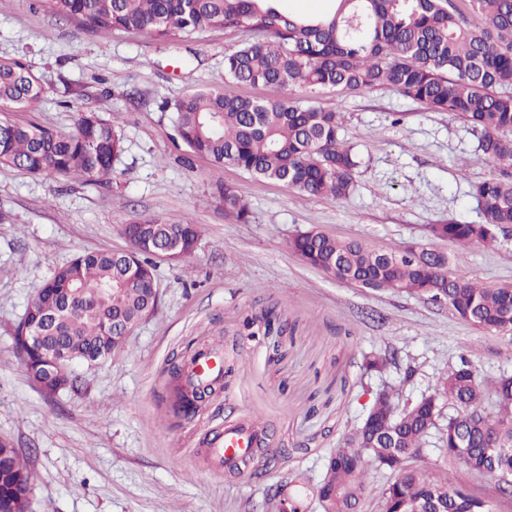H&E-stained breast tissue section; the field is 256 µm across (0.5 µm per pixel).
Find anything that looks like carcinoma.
<instances>
[{"mask_svg": "<svg viewBox=\"0 0 512 512\" xmlns=\"http://www.w3.org/2000/svg\"><path fill=\"white\" fill-rule=\"evenodd\" d=\"M52 13L85 31L106 36L117 28L146 32L158 40L207 28L251 34L225 54L224 76L252 85L293 90L361 91L389 87L432 109L466 121L479 133L478 149L494 166L512 168V0H469L472 17L452 0H331L321 14L286 12L278 0H48ZM43 86L20 58L0 61V105L25 108ZM178 135L189 151L217 166L238 169L310 195L347 199L355 188L359 157L340 139L342 115L288 100L227 97L217 89L174 103ZM124 151L116 120L81 113L75 131L62 135L38 125L0 117V165L31 174L50 173L100 184ZM482 221L431 226V237L459 248L492 246L512 232V180L490 178L471 188ZM225 211L241 223L250 211L231 187L222 189ZM138 272L112 252H87L57 269L29 301L34 317L68 299L71 314L47 326L48 344L68 352L56 378L76 361L112 355V320L136 321L155 305L157 287L147 258L170 237L187 242L179 260L193 258L199 238L190 221L168 223L154 216L129 222L125 235L141 245ZM289 248L307 265L370 291L404 292L448 305L461 322L486 333H512V283L487 284L454 268L448 253L430 246L385 250L316 228L300 232ZM494 396V410L485 401ZM178 409L196 414L202 395L176 385ZM396 390L370 404L361 424L334 449L326 467L322 499L332 512H351L367 499L373 470L393 475L381 490V512H492L491 504L465 485L415 466L424 438L440 432L448 460L469 472L512 477V375L482 379L467 357L437 379L434 393L399 406ZM448 420L440 425L442 406Z\"/></svg>", "mask_w": 512, "mask_h": 512, "instance_id": "carcinoma-1", "label": "carcinoma"}]
</instances>
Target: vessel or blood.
I'll return each mask as SVG.
<instances>
[{"label": "vessel or blood", "mask_w": 512, "mask_h": 512, "mask_svg": "<svg viewBox=\"0 0 512 512\" xmlns=\"http://www.w3.org/2000/svg\"><path fill=\"white\" fill-rule=\"evenodd\" d=\"M223 360V345H209L204 355L191 369L192 379L204 383L217 380L218 370ZM264 432V425L255 419L226 426L224 431L213 434L200 461L209 469H233L251 456Z\"/></svg>", "instance_id": "1"}]
</instances>
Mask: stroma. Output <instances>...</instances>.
<instances>
[{"label":"stroma","mask_w":512,"mask_h":512,"mask_svg":"<svg viewBox=\"0 0 512 512\" xmlns=\"http://www.w3.org/2000/svg\"><path fill=\"white\" fill-rule=\"evenodd\" d=\"M247 39L206 29L161 42L143 32L105 37L53 15L46 0H0V60L25 58L44 93L7 110L19 124L62 134L79 113L117 118L125 136L109 182L81 184L0 165V437L31 474L27 512H276L281 500L321 512L314 490L330 452L360 424L376 392L401 403L432 391L441 373L474 355L481 374H512V334L478 332L444 305L372 292L305 264L288 247L319 228L397 250L433 245L429 228L477 223L471 184L500 176L462 120L389 88L289 91L224 77V56ZM344 114L341 136L360 157L344 201L313 196L191 155L177 137L174 103L202 88ZM238 190L248 223L224 213L219 187ZM191 220V262L154 259L159 300L124 347L74 364L75 387L49 396L28 377L13 333L53 272L88 251L127 248L124 224L141 215ZM442 248L489 284L512 282V238L492 247ZM278 307L281 325L265 326ZM224 344V383L191 418L175 412L171 359ZM384 372L364 374V356ZM268 434L241 473L203 469L215 430L249 418ZM418 465L470 485L495 512H512L489 478L446 457L430 433Z\"/></svg>","instance_id":"35a3bbf8"}]
</instances>
